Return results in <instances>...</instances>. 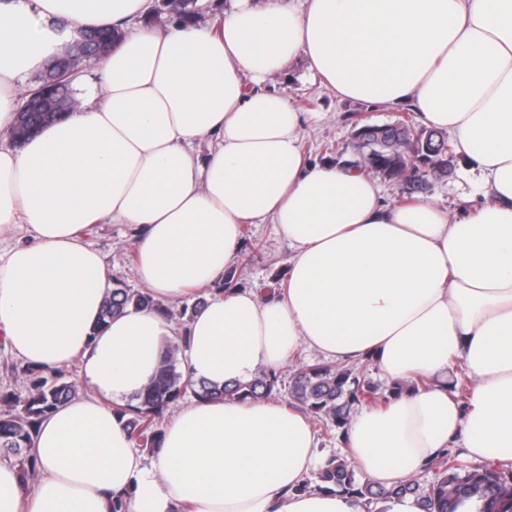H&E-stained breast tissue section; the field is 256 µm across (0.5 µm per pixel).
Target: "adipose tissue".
I'll return each mask as SVG.
<instances>
[{
	"instance_id": "1",
	"label": "adipose tissue",
	"mask_w": 512,
	"mask_h": 512,
	"mask_svg": "<svg viewBox=\"0 0 512 512\" xmlns=\"http://www.w3.org/2000/svg\"><path fill=\"white\" fill-rule=\"evenodd\" d=\"M149 0H0V131L16 82L59 36L44 21L110 28L96 102L81 101L17 149H0V335L26 363H78L93 391L48 415L35 491L0 462V512H357L343 492H297L316 426L283 401L193 400L144 457L114 412L155 376L173 325L129 309L99 326L110 280L84 245L92 224L136 231L137 275L155 301L207 286L183 371L221 385L276 370L299 348L370 363L425 386L360 409L346 437L357 474L411 480L449 448L512 465V0H234L218 32H136ZM337 96L407 105L446 131L479 173L484 203L450 218L421 198L390 206L354 167L311 163L309 121L283 96L245 93L296 59ZM208 142L207 151L198 143ZM277 224L293 255L270 299L217 287L241 228ZM464 364L467 406L450 388Z\"/></svg>"
}]
</instances>
